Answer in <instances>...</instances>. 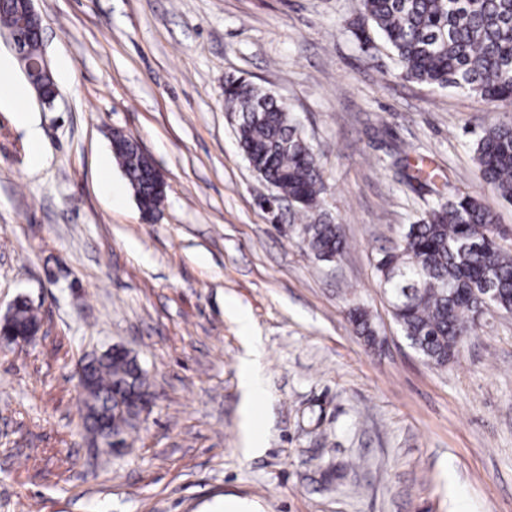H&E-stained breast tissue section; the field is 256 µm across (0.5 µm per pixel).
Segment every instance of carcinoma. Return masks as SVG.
<instances>
[{"instance_id":"cac0c4a2","label":"carcinoma","mask_w":512,"mask_h":512,"mask_svg":"<svg viewBox=\"0 0 512 512\" xmlns=\"http://www.w3.org/2000/svg\"><path fill=\"white\" fill-rule=\"evenodd\" d=\"M370 30L389 45L404 78L512 106V0H361L355 36L365 45ZM224 105L251 168L296 209V232L307 248L320 261L339 256L346 242L340 225L323 213L326 185L294 113L240 78L225 81ZM112 145L130 187L159 210L165 193L155 189L152 165L137 143L117 132ZM473 151L482 179L511 203L512 123L483 128ZM492 224L493 215L476 198H440L408 226L403 244L377 261L395 320L435 366L455 359L475 331L486 293L495 294L494 308L512 311V256L501 251ZM350 318L359 335L374 340L364 308L351 309ZM36 321L27 302L17 301L15 324ZM94 377L81 398L84 429L103 420L109 432L127 437L138 422L130 395L149 390L145 372L136 357L115 352L97 362Z\"/></svg>"}]
</instances>
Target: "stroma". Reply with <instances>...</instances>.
Returning <instances> with one entry per match:
<instances>
[{"label":"stroma","mask_w":512,"mask_h":512,"mask_svg":"<svg viewBox=\"0 0 512 512\" xmlns=\"http://www.w3.org/2000/svg\"><path fill=\"white\" fill-rule=\"evenodd\" d=\"M59 89L28 92L34 157L0 105V315L26 299L31 346L0 349V512H512V312L491 310L445 367L395 320L376 270L429 203L476 197L512 254V203L473 140L503 106L405 80L359 0H36ZM274 93L312 142L346 240L317 260L260 205L224 82ZM121 131L166 197L145 220L112 154ZM433 181H407L410 159ZM112 190H105L104 179ZM370 314L368 344L350 320ZM246 318L251 339L238 324ZM123 345L156 402L93 456L76 364ZM260 351L259 440L241 362Z\"/></svg>","instance_id":"35a3bbf8"}]
</instances>
